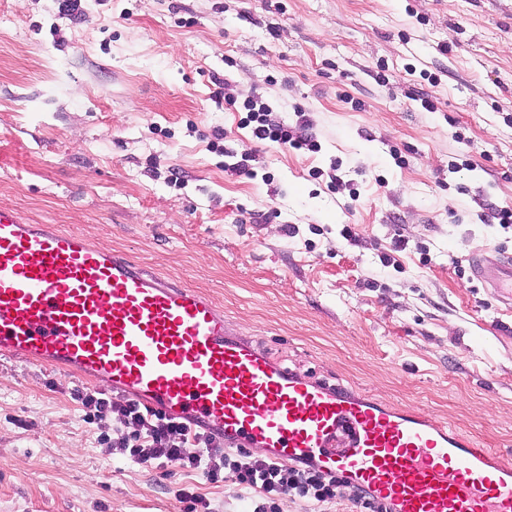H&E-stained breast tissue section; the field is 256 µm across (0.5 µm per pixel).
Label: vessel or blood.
I'll use <instances>...</instances> for the list:
<instances>
[{
    "instance_id": "b4317fda",
    "label": "vessel or blood",
    "mask_w": 512,
    "mask_h": 512,
    "mask_svg": "<svg viewBox=\"0 0 512 512\" xmlns=\"http://www.w3.org/2000/svg\"><path fill=\"white\" fill-rule=\"evenodd\" d=\"M512 307V263L475 266ZM73 373L224 435L310 459L393 512H512V461L410 408L307 380L222 308L82 232L0 207V355Z\"/></svg>"
}]
</instances>
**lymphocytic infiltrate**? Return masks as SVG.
Returning a JSON list of instances; mask_svg holds the SVG:
<instances>
[{
  "instance_id": "1",
  "label": "lymphocytic infiltrate",
  "mask_w": 512,
  "mask_h": 512,
  "mask_svg": "<svg viewBox=\"0 0 512 512\" xmlns=\"http://www.w3.org/2000/svg\"><path fill=\"white\" fill-rule=\"evenodd\" d=\"M215 97L230 108L243 106V123L257 139L314 150L311 138L298 135L294 126L274 118L269 102L256 97L240 102L226 90L216 91ZM77 399L86 423L101 426L111 422V430H102L98 436L110 454L155 469L178 466L198 471L213 484L232 481L240 489L255 492L252 512H283L288 497L322 507L335 503L347 485L342 476L322 471L309 460L283 464L249 450L225 448L223 434L190 427L184 419L170 417L134 398L115 401L105 392L85 390Z\"/></svg>"
}]
</instances>
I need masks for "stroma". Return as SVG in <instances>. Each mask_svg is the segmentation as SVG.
Returning a JSON list of instances; mask_svg holds the SVG:
<instances>
[{
    "label": "stroma",
    "instance_id": "obj_1",
    "mask_svg": "<svg viewBox=\"0 0 512 512\" xmlns=\"http://www.w3.org/2000/svg\"><path fill=\"white\" fill-rule=\"evenodd\" d=\"M217 78L318 151L254 138ZM510 205L512 0H0V206L203 291L297 374L512 456V313L472 272L512 258L489 217ZM85 386L0 357V512H184L185 486L250 512L109 454Z\"/></svg>",
    "mask_w": 512,
    "mask_h": 512
}]
</instances>
